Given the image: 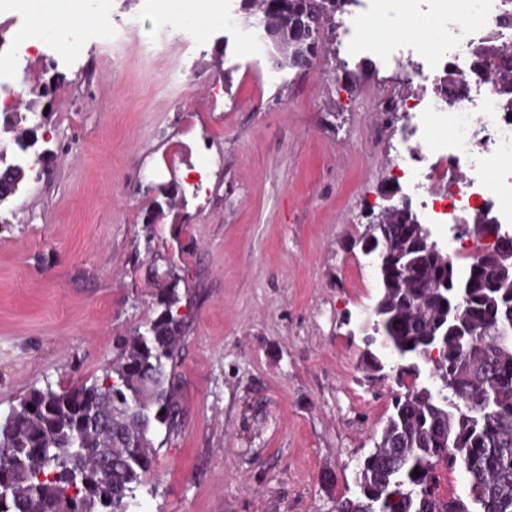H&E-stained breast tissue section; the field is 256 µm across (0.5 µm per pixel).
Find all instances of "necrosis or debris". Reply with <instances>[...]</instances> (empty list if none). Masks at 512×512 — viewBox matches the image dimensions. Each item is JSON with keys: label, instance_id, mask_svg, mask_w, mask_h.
<instances>
[{"label": "necrosis or debris", "instance_id": "necrosis-or-debris-1", "mask_svg": "<svg viewBox=\"0 0 512 512\" xmlns=\"http://www.w3.org/2000/svg\"><path fill=\"white\" fill-rule=\"evenodd\" d=\"M503 0H473L468 13L457 15L456 38L438 55H416L406 64L430 82L428 90L404 99L403 112L414 118H441L447 140L420 139L400 152L394 162L398 178L408 182L423 220L429 224H459L464 215L480 212L494 223L512 227V108L502 101L499 84L473 67L477 41L496 35L512 47V29L497 18ZM465 75L468 90L446 100L441 84L451 75Z\"/></svg>", "mask_w": 512, "mask_h": 512}]
</instances>
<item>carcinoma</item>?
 Masks as SVG:
<instances>
[{
	"mask_svg": "<svg viewBox=\"0 0 512 512\" xmlns=\"http://www.w3.org/2000/svg\"><path fill=\"white\" fill-rule=\"evenodd\" d=\"M346 5L241 0L240 8L283 70L325 53V38L311 43L299 31L335 29ZM475 56L512 106V51L492 36ZM443 89L450 101L467 91L452 77ZM26 121L13 112L0 124L22 152L41 129ZM24 176L19 165L0 167L7 182L0 201ZM366 219L386 248L376 263L380 291L362 361L377 379L394 372L403 391L358 465V495L340 500L337 512H512V258L495 245L459 274L450 257L440 259L439 246L422 241L405 197ZM472 221L468 231L477 236L501 235L481 213ZM178 303L176 289H161L162 310L146 333L118 342L102 380L35 388L10 410L0 422V512H129L134 485L152 466L155 434L163 429L168 437L178 424L175 367L186 330ZM390 356L401 364L390 365ZM423 364L430 366L426 384L418 382ZM458 467L464 494L446 495L442 475Z\"/></svg>",
	"mask_w": 512,
	"mask_h": 512,
	"instance_id": "obj_1",
	"label": "carcinoma"
}]
</instances>
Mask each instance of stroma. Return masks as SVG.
I'll use <instances>...</instances> for the list:
<instances>
[{
    "label": "stroma",
    "mask_w": 512,
    "mask_h": 512,
    "mask_svg": "<svg viewBox=\"0 0 512 512\" xmlns=\"http://www.w3.org/2000/svg\"><path fill=\"white\" fill-rule=\"evenodd\" d=\"M206 8L149 56L155 16L184 0H108L89 23L71 9L81 48L14 78L56 160L0 203V419L32 389L102 378L168 279L188 322L179 427L135 487L145 512H336L392 411L393 383L359 366L379 283L354 241L409 130L372 103L405 98L404 73L340 28L334 55L271 79L251 29ZM131 14L139 33L104 49ZM170 183L177 206L156 208Z\"/></svg>",
    "instance_id": "obj_1"
}]
</instances>
